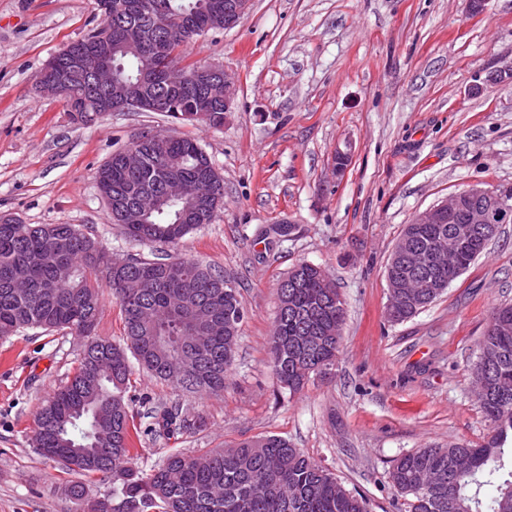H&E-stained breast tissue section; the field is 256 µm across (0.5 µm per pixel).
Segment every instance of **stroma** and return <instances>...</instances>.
Wrapping results in <instances>:
<instances>
[{
  "label": "stroma",
  "instance_id": "1",
  "mask_svg": "<svg viewBox=\"0 0 512 512\" xmlns=\"http://www.w3.org/2000/svg\"><path fill=\"white\" fill-rule=\"evenodd\" d=\"M100 21L95 0H0V217L75 225L119 260L153 257L163 245L126 239L96 171L141 131L193 137L224 179V204L174 253L221 269L246 311L223 392H184L135 369L134 465L150 468L164 448L194 456L276 434L369 512H400L393 459L490 433L472 367L493 307L512 304V224L399 324L386 317L385 269L418 212L472 185L512 187V0L478 14L468 0H253L238 25L188 48L236 80L217 129L162 112L78 126L42 97L45 61ZM339 149L350 154L341 177ZM281 224L288 234H272ZM301 262L334 280L345 320L334 366L292 394L276 386L267 341L276 283ZM85 342L67 329L0 338V512H87L31 443L40 404L72 377ZM171 405L203 427L149 433Z\"/></svg>",
  "mask_w": 512,
  "mask_h": 512
}]
</instances>
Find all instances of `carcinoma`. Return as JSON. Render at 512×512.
<instances>
[{
	"label": "carcinoma",
	"instance_id": "obj_1",
	"mask_svg": "<svg viewBox=\"0 0 512 512\" xmlns=\"http://www.w3.org/2000/svg\"><path fill=\"white\" fill-rule=\"evenodd\" d=\"M231 0H168L171 11L157 19L142 12L104 16L87 35L105 36L112 45V75L138 83L141 54L129 48V33L162 41L168 58L156 62L159 81L143 90L172 105L192 107L197 89L169 85L167 71L189 62L191 40L181 36L188 18L200 30L211 22L213 6ZM104 88L92 71L74 79L60 95L83 102L81 124L94 123ZM200 146L189 137L170 136L146 147L141 168L130 170L114 155L105 192L125 202L145 192L162 194L165 174H176L188 194L162 203L142 224L125 228L142 243L178 245L198 227L194 214L212 189L198 160ZM464 223L458 213L444 224H408L417 246L453 251L416 268L409 259L387 265L396 279L448 281L477 260L470 249L454 248V231ZM107 253L71 224L0 223V337L25 327L69 329L92 334L101 310L100 285L106 283L119 304L125 345L93 338L70 382L53 393L37 414L32 440L41 455L63 473L109 480L115 492L92 498L83 482L68 481L65 494L87 502L89 512H368L366 499L271 434L244 439L227 448L186 456L170 449L148 470L132 464L137 427L125 399L132 372L130 359L161 381L189 392L224 391L237 350L244 311L221 272L190 258L156 255L132 258L120 273L106 269ZM326 273L302 262L276 287L278 308L268 341L269 362L279 387L301 391L311 376L330 370L339 353L345 308L337 288L325 285ZM439 295L413 300L398 293L390 318L402 323ZM509 324L499 331L500 320ZM483 376L490 392L480 400L492 434L478 447L420 448L393 461L390 479L403 498L404 512H481L485 486L495 487L491 512H512V480L497 484L504 469V446L512 433V304L494 309L483 336L473 376ZM159 434L197 430L202 422L175 405L160 410Z\"/></svg>",
	"mask_w": 512,
	"mask_h": 512
}]
</instances>
